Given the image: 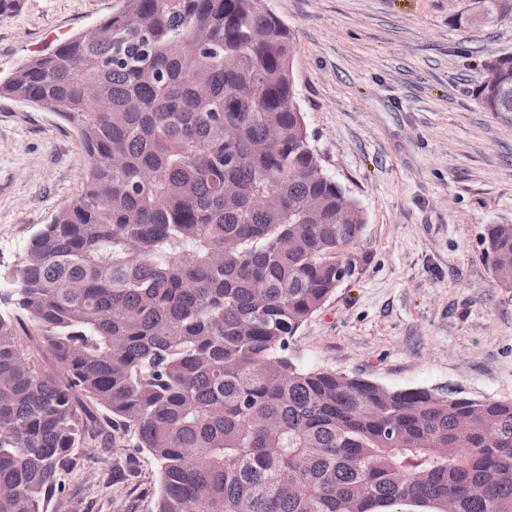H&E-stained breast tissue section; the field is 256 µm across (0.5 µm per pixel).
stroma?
I'll return each mask as SVG.
<instances>
[{
	"label": "stroma",
	"instance_id": "stroma-1",
	"mask_svg": "<svg viewBox=\"0 0 512 512\" xmlns=\"http://www.w3.org/2000/svg\"><path fill=\"white\" fill-rule=\"evenodd\" d=\"M122 0H22L0 17V83L116 12ZM294 32L307 134L363 209L367 261L291 340L308 369L389 388H458L512 399V288L484 255L512 224V125L477 106L485 58L512 52V24H466L471 0H267ZM87 156L49 110L0 96V313L39 225L81 192ZM68 512H151L158 467L91 448Z\"/></svg>",
	"mask_w": 512,
	"mask_h": 512
}]
</instances>
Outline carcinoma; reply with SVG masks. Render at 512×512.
<instances>
[{
  "instance_id": "carcinoma-1",
  "label": "carcinoma",
  "mask_w": 512,
  "mask_h": 512,
  "mask_svg": "<svg viewBox=\"0 0 512 512\" xmlns=\"http://www.w3.org/2000/svg\"><path fill=\"white\" fill-rule=\"evenodd\" d=\"M264 2L123 0L111 41L84 30L0 85L89 160L0 314V512L61 508L117 425L159 464L152 512H512V400L288 358L358 272L365 216L308 140L295 36ZM472 4L466 23L512 24V0ZM475 100L512 120V52ZM483 245L512 288V224Z\"/></svg>"
}]
</instances>
